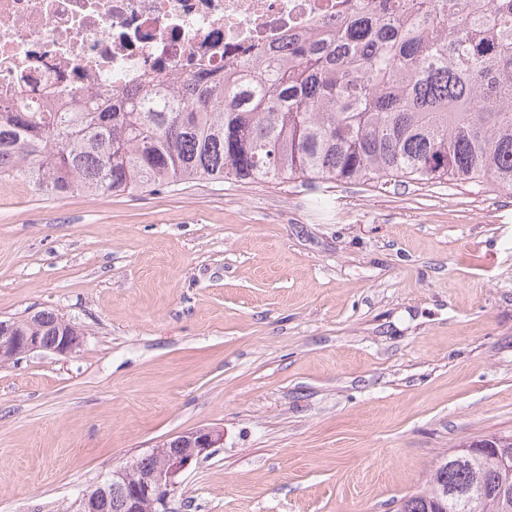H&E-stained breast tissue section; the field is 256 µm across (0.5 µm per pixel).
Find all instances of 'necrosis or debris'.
<instances>
[{"label": "necrosis or debris", "instance_id": "obj_1", "mask_svg": "<svg viewBox=\"0 0 512 512\" xmlns=\"http://www.w3.org/2000/svg\"><path fill=\"white\" fill-rule=\"evenodd\" d=\"M343 0H0V98L61 111L91 92L287 52Z\"/></svg>", "mask_w": 512, "mask_h": 512}]
</instances>
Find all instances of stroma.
Returning <instances> with one entry per match:
<instances>
[{
    "instance_id": "35a3bbf8",
    "label": "stroma",
    "mask_w": 512,
    "mask_h": 512,
    "mask_svg": "<svg viewBox=\"0 0 512 512\" xmlns=\"http://www.w3.org/2000/svg\"><path fill=\"white\" fill-rule=\"evenodd\" d=\"M44 309L84 342L0 364V512H74L205 426L224 445L172 512H396L440 458L512 433V193L486 179L5 178L0 320Z\"/></svg>"
}]
</instances>
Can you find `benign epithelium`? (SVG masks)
I'll return each mask as SVG.
<instances>
[{
    "mask_svg": "<svg viewBox=\"0 0 512 512\" xmlns=\"http://www.w3.org/2000/svg\"><path fill=\"white\" fill-rule=\"evenodd\" d=\"M81 347V337H56L47 345L37 335V327L23 331L0 321V363L16 360L35 351L69 354ZM224 444V432L200 427L171 437L151 452L131 459L112 471V481L99 491L83 495L77 512H156L168 508L178 488L176 476L198 461L207 451Z\"/></svg>",
    "mask_w": 512,
    "mask_h": 512,
    "instance_id": "1",
    "label": "benign epithelium"
}]
</instances>
